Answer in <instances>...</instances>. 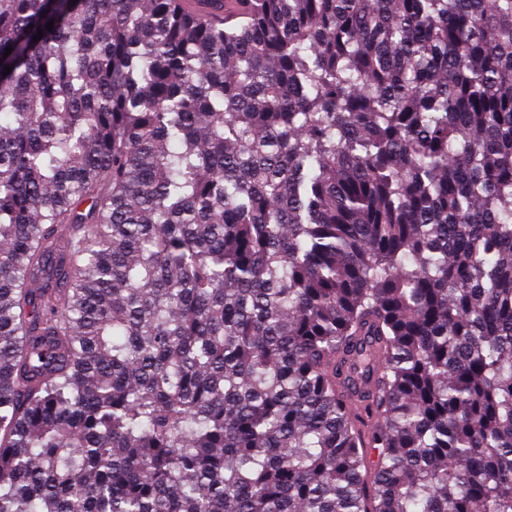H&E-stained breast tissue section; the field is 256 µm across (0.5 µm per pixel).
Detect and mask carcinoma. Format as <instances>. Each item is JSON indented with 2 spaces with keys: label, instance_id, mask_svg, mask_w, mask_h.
Masks as SVG:
<instances>
[{
  "label": "carcinoma",
  "instance_id": "obj_1",
  "mask_svg": "<svg viewBox=\"0 0 512 512\" xmlns=\"http://www.w3.org/2000/svg\"><path fill=\"white\" fill-rule=\"evenodd\" d=\"M214 7L0 0V512H512V0Z\"/></svg>",
  "mask_w": 512,
  "mask_h": 512
}]
</instances>
